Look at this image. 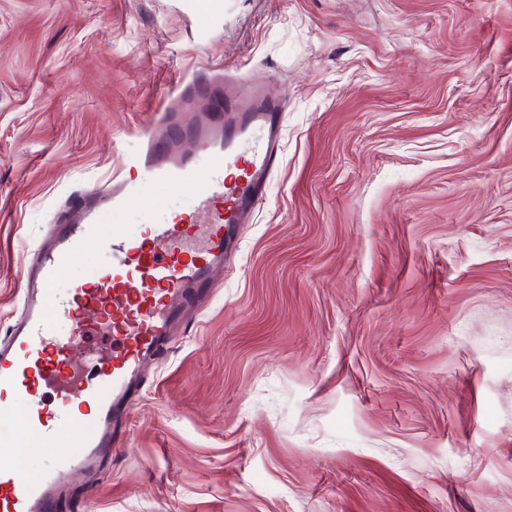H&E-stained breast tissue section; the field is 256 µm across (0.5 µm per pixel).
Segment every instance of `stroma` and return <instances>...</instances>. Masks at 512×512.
Wrapping results in <instances>:
<instances>
[{
  "instance_id": "obj_1",
  "label": "stroma",
  "mask_w": 512,
  "mask_h": 512,
  "mask_svg": "<svg viewBox=\"0 0 512 512\" xmlns=\"http://www.w3.org/2000/svg\"><path fill=\"white\" fill-rule=\"evenodd\" d=\"M224 73L283 98L281 166L56 512H512V0H0V338L48 225Z\"/></svg>"
}]
</instances>
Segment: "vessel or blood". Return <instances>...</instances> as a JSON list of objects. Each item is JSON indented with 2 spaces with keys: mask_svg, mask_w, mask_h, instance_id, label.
<instances>
[{
  "mask_svg": "<svg viewBox=\"0 0 512 512\" xmlns=\"http://www.w3.org/2000/svg\"><path fill=\"white\" fill-rule=\"evenodd\" d=\"M209 93L217 98L216 111L162 112L127 174L83 193L70 218L48 226L26 268L19 312L0 339V416L21 400L27 409L17 433L0 435V446L35 437L45 466L33 479L0 464V512H55L69 471L96 469L111 456L140 371L172 340L186 307L200 308L211 293L213 268L233 256L240 226L250 223L266 196L281 159V103L241 79L220 86L196 80L181 90L186 101ZM185 139L196 141L195 152L182 150ZM157 182L190 191L194 207L173 211L134 236L99 235L107 216L123 214ZM92 242L107 254L106 266L57 295L56 281ZM59 316L70 322L67 334L55 326ZM97 334L111 337L112 350L88 349L97 368L77 375L71 349ZM90 420L97 430L81 452L62 454L59 440Z\"/></svg>",
  "mask_w": 512,
  "mask_h": 512,
  "instance_id": "obj_1",
  "label": "vessel or blood"
}]
</instances>
